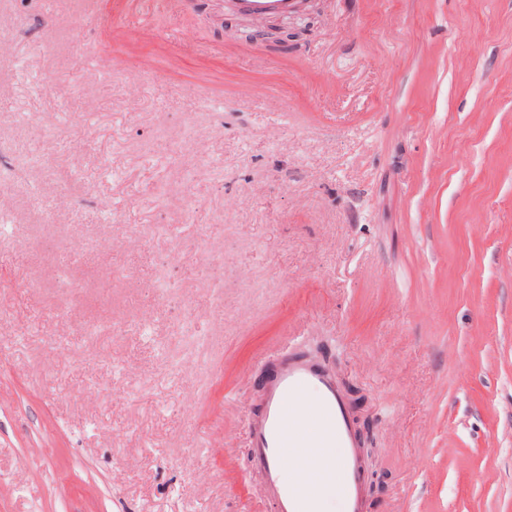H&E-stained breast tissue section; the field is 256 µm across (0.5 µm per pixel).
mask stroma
<instances>
[{
  "mask_svg": "<svg viewBox=\"0 0 512 512\" xmlns=\"http://www.w3.org/2000/svg\"><path fill=\"white\" fill-rule=\"evenodd\" d=\"M1 35L0 512H270L286 355L362 401L364 512H512V0H321L279 45L221 0H0ZM356 437L359 443L360 458L365 472H369L376 466V448L371 446V436L368 429L355 428Z\"/></svg>",
  "mask_w": 512,
  "mask_h": 512,
  "instance_id": "stroma-1",
  "label": "stroma"
}]
</instances>
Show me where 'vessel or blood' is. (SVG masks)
I'll return each instance as SVG.
<instances>
[{"mask_svg":"<svg viewBox=\"0 0 512 512\" xmlns=\"http://www.w3.org/2000/svg\"><path fill=\"white\" fill-rule=\"evenodd\" d=\"M297 0H231L233 12L255 19L285 16ZM253 459L274 512H322L315 489L334 481L343 512H363V473L335 383L318 366L282 357L267 383L259 416L249 424ZM296 468H289V461Z\"/></svg>","mask_w":512,"mask_h":512,"instance_id":"1","label":"vessel or blood"}]
</instances>
